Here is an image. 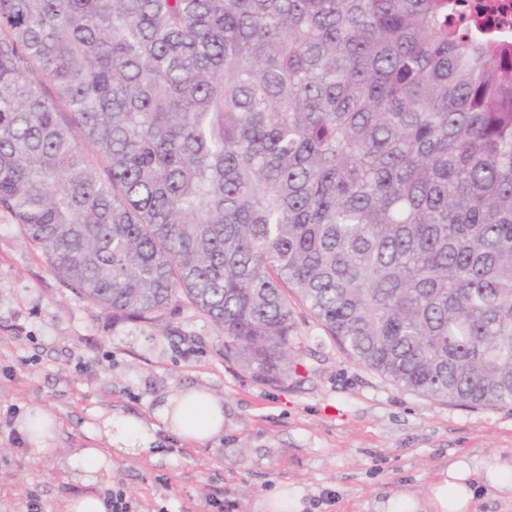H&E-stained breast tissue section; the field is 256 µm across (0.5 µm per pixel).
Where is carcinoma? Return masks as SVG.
Wrapping results in <instances>:
<instances>
[{
    "instance_id": "obj_1",
    "label": "carcinoma",
    "mask_w": 512,
    "mask_h": 512,
    "mask_svg": "<svg viewBox=\"0 0 512 512\" xmlns=\"http://www.w3.org/2000/svg\"><path fill=\"white\" fill-rule=\"evenodd\" d=\"M454 2L0 0V210L257 380L295 370L292 296L403 391L511 404L512 43Z\"/></svg>"
}]
</instances>
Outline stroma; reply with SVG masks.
I'll list each match as a JSON object with an SVG mask.
<instances>
[{
	"instance_id": "35a3bbf8",
	"label": "stroma",
	"mask_w": 512,
	"mask_h": 512,
	"mask_svg": "<svg viewBox=\"0 0 512 512\" xmlns=\"http://www.w3.org/2000/svg\"><path fill=\"white\" fill-rule=\"evenodd\" d=\"M294 315L296 374L257 381L225 360L222 333L188 301L150 322L112 316L64 287L0 211V512H26L33 498L54 512L84 491L10 441L7 414L52 411L64 456L98 418H149L190 387L223 400L224 433L191 448L162 432L148 454L116 460L112 479L137 512H254L283 485L303 512H376L407 492L425 496L453 461H512V404L402 391L350 360L302 304Z\"/></svg>"
}]
</instances>
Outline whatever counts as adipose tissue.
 Here are the masks:
<instances>
[{"instance_id":"ef3b65f1","label":"adipose tissue","mask_w":512,"mask_h":512,"mask_svg":"<svg viewBox=\"0 0 512 512\" xmlns=\"http://www.w3.org/2000/svg\"><path fill=\"white\" fill-rule=\"evenodd\" d=\"M29 453L52 455L57 437L55 415L45 409H28L17 421ZM174 435L190 447H202L224 432V404L209 391L187 388L168 395L157 405L151 419L115 414L99 420L88 433V443L59 462L62 470L85 486L83 494L65 500L60 512H108L99 489L112 476L113 458L147 453L158 432ZM499 464L472 465L457 461L438 472L425 499L403 494L385 504V512H473L481 486L499 487Z\"/></svg>"}]
</instances>
